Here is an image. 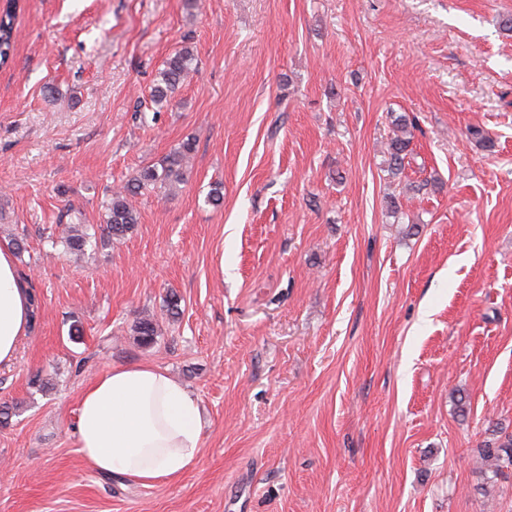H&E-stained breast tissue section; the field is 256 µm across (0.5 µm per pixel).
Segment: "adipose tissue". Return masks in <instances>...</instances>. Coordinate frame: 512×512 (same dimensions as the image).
I'll return each mask as SVG.
<instances>
[{"label":"adipose tissue","mask_w":512,"mask_h":512,"mask_svg":"<svg viewBox=\"0 0 512 512\" xmlns=\"http://www.w3.org/2000/svg\"><path fill=\"white\" fill-rule=\"evenodd\" d=\"M29 302L12 249L0 246L1 364L16 355ZM75 431L90 470L143 486L181 479L202 447L196 399L166 370L146 363L112 367L88 385Z\"/></svg>","instance_id":"ef3b65f1"}]
</instances>
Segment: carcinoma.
<instances>
[{
  "label": "carcinoma",
  "mask_w": 512,
  "mask_h": 512,
  "mask_svg": "<svg viewBox=\"0 0 512 512\" xmlns=\"http://www.w3.org/2000/svg\"><path fill=\"white\" fill-rule=\"evenodd\" d=\"M18 3L19 0H5V6L0 8V65L6 64L11 57ZM193 62L194 54L188 47L168 57L160 72V80L151 91V101L154 105L159 108L169 105L173 94L193 70ZM390 118L394 133L386 148V162L392 178L400 180L405 170V159L412 152V130L416 126V118L406 113L393 112L390 113ZM194 148L193 138L182 141L159 165L144 168L136 178L113 192L107 205L106 228L101 234L90 233V227L85 224L65 225L58 236L64 254L80 260L85 256L87 246L97 239L102 240L104 246L124 239L138 224L137 212L130 205L128 197L137 195L151 186L173 189L183 183L185 168ZM156 334V325L149 317L141 318L134 324L133 335L143 345L153 343Z\"/></svg>",
  "instance_id": "cac0c4a2"
}]
</instances>
